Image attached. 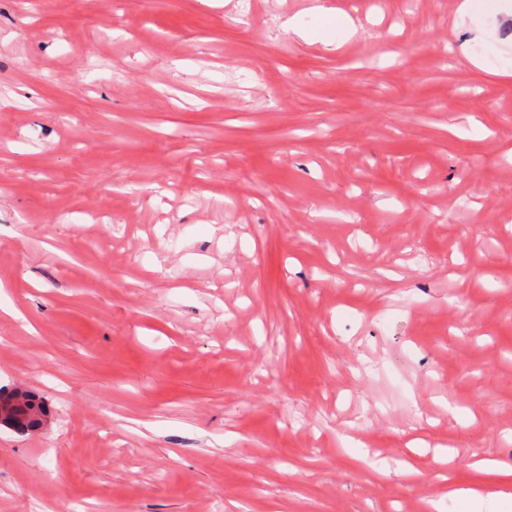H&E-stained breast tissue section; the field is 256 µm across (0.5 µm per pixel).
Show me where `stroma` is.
Wrapping results in <instances>:
<instances>
[{
  "mask_svg": "<svg viewBox=\"0 0 512 512\" xmlns=\"http://www.w3.org/2000/svg\"><path fill=\"white\" fill-rule=\"evenodd\" d=\"M495 2L0 0V388L52 409L0 427V512L499 491L469 467L512 464Z\"/></svg>",
  "mask_w": 512,
  "mask_h": 512,
  "instance_id": "stroma-1",
  "label": "stroma"
}]
</instances>
